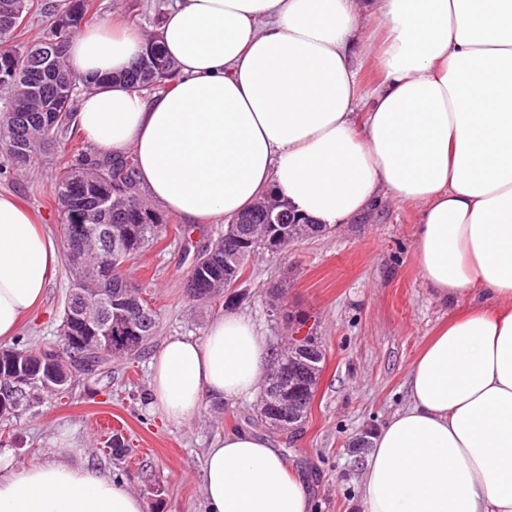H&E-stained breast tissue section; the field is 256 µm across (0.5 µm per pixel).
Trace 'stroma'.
Wrapping results in <instances>:
<instances>
[{"instance_id":"stroma-1","label":"stroma","mask_w":512,"mask_h":512,"mask_svg":"<svg viewBox=\"0 0 512 512\" xmlns=\"http://www.w3.org/2000/svg\"><path fill=\"white\" fill-rule=\"evenodd\" d=\"M93 21L120 19L155 30L172 0H95ZM52 156L0 191L36 211L52 239L60 226ZM416 207L384 197L358 220L304 238L280 254L253 256L233 302L190 300L187 276L195 254L224 232L213 224L187 231L169 214L166 233L128 262L129 283L158 313L145 354L114 363L111 374L78 379L67 395L49 396L20 418L0 421V436L15 445L14 464L66 458L69 444L122 480L144 501L145 512H206L203 465L207 448L231 430L267 437L313 489L314 512H362L360 486L373 433L408 402L411 364L434 328L452 314L435 298L415 260ZM71 277L58 263L43 304L19 330L18 342L52 338L60 324ZM234 311L248 316L278 350L293 331L309 330L325 351L324 369L306 421L279 431L259 414V398L203 403L183 424L149 413L150 361L171 336L202 339L210 320ZM111 411L129 454L107 451L110 430L98 428Z\"/></svg>"}]
</instances>
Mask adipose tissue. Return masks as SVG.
<instances>
[{
  "instance_id": "1",
  "label": "adipose tissue",
  "mask_w": 512,
  "mask_h": 512,
  "mask_svg": "<svg viewBox=\"0 0 512 512\" xmlns=\"http://www.w3.org/2000/svg\"><path fill=\"white\" fill-rule=\"evenodd\" d=\"M175 63L150 93L118 81L149 40L99 21L68 62L95 86L76 124L97 153L132 154L146 196L214 224L274 195L333 229L388 195L420 211L417 266L458 304L413 360L409 401L372 438L363 512H512V0H175L155 38ZM380 78L360 92L364 64ZM57 251L0 193V342L42 302ZM264 336L226 312L203 340L168 338L149 409L190 421L251 397ZM206 512H312L270 441L208 449ZM138 494L68 460L16 468L0 449V512H143Z\"/></svg>"
}]
</instances>
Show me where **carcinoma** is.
I'll list each match as a JSON object with an SVG mask.
<instances>
[{"instance_id": "1", "label": "carcinoma", "mask_w": 512, "mask_h": 512, "mask_svg": "<svg viewBox=\"0 0 512 512\" xmlns=\"http://www.w3.org/2000/svg\"><path fill=\"white\" fill-rule=\"evenodd\" d=\"M94 2L61 0L49 13L47 36L21 46L16 43L17 31L33 8L34 0H0V87L18 90L9 101L13 111L0 112V138L11 139L14 129L23 127L20 122L24 120L27 126L23 127V136L35 131L49 140L48 149L56 151L59 162L53 195L59 207L62 242L106 230L112 236V250L120 253L117 259L107 254L87 258V291L92 295H110L129 306H145L147 302L129 287L122 264L136 258L148 243L165 232L167 219L141 199L133 162L124 155L88 156L83 136L75 126L77 99L91 89V84L71 72L67 48L71 36L94 9ZM50 43L57 46L56 53L41 56ZM173 71L174 62L153 43L127 73L107 76L102 82L115 78L144 88L166 80ZM36 159L37 154L20 151L4 157L0 161V178L10 180L16 171L28 169ZM195 261L198 265L190 269L189 277L201 275L207 282L205 294L197 300L216 302L224 298L226 264L236 267L241 275L248 257H230L221 238L198 253ZM59 343L56 336L37 346L17 344L1 349L0 367L9 366V355L17 349L26 354V365L32 373L41 376L44 359ZM122 356V352L106 354L93 346L84 347L79 351L74 371L69 373L60 367L58 378L51 384L63 394L74 378L90 369L98 377L105 373L112 359ZM50 392L41 383L30 386L22 406L1 409L0 418L8 421L20 417Z\"/></svg>"}]
</instances>
